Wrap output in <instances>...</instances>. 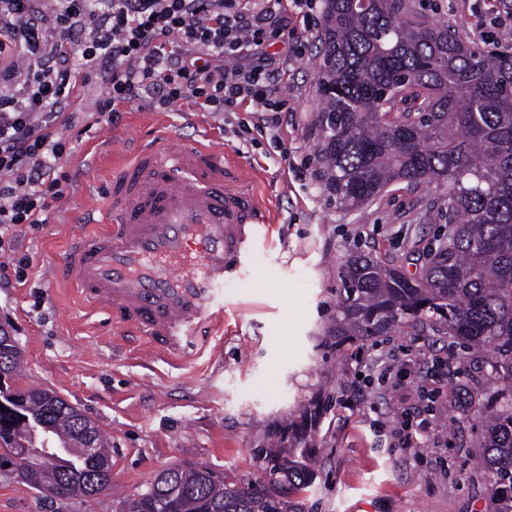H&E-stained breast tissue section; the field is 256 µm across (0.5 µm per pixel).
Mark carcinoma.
Listing matches in <instances>:
<instances>
[{
    "label": "carcinoma",
    "mask_w": 512,
    "mask_h": 512,
    "mask_svg": "<svg viewBox=\"0 0 512 512\" xmlns=\"http://www.w3.org/2000/svg\"><path fill=\"white\" fill-rule=\"evenodd\" d=\"M320 152L328 186L358 206L397 181L445 187L446 245L427 253L413 274L365 254L341 268L344 297L336 338L383 336L406 321L439 322L468 353H482L505 380L485 417L482 467L495 512H512V55L488 54L442 24L405 11L404 0H324L320 37ZM423 90L427 117L404 128L384 108L395 84ZM22 349L9 347L3 375L12 381ZM18 414L0 413V466L19 448L52 457L21 479L48 494L112 488L111 461L99 427L48 388L14 386ZM95 448L86 455L85 434ZM278 463L268 486L239 484L194 464H176L127 501L128 512H302L293 495L310 481L307 464L280 446L262 450Z\"/></svg>",
    "instance_id": "1"
}]
</instances>
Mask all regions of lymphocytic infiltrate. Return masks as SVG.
<instances>
[{
    "mask_svg": "<svg viewBox=\"0 0 512 512\" xmlns=\"http://www.w3.org/2000/svg\"><path fill=\"white\" fill-rule=\"evenodd\" d=\"M312 0H0V240L42 224L71 183L72 114L92 81L105 121L144 102L279 111L266 65L225 67Z\"/></svg>",
    "mask_w": 512,
    "mask_h": 512,
    "instance_id": "obj_1",
    "label": "lymphocytic infiltrate"
}]
</instances>
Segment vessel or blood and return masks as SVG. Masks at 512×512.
Here are the masks:
<instances>
[{
	"label": "vessel or blood",
	"instance_id": "vessel-or-blood-1",
	"mask_svg": "<svg viewBox=\"0 0 512 512\" xmlns=\"http://www.w3.org/2000/svg\"><path fill=\"white\" fill-rule=\"evenodd\" d=\"M223 150L157 136L112 177L100 224L75 234L45 269L111 310L154 348L185 355L224 326L219 298L240 277L266 203Z\"/></svg>",
	"mask_w": 512,
	"mask_h": 512
}]
</instances>
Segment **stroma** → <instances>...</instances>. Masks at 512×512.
I'll return each mask as SVG.
<instances>
[{
	"instance_id": "obj_1",
	"label": "stroma",
	"mask_w": 512,
	"mask_h": 512,
	"mask_svg": "<svg viewBox=\"0 0 512 512\" xmlns=\"http://www.w3.org/2000/svg\"><path fill=\"white\" fill-rule=\"evenodd\" d=\"M322 15L318 6L310 20L292 18L266 43L286 102L271 127L246 101L221 115L134 103L116 123L97 124L87 108L103 87L89 86L78 115L89 130L67 164L72 186L46 223L0 243L1 262L25 265L0 277V318L24 350L19 386L52 388L106 435L112 488L51 499L0 468V512H125L128 497L176 462L248 483L259 476L258 449L278 438L315 472L296 496L304 512H493L478 466L477 405L493 386L482 359L418 324L370 340L333 334L345 261L362 253L415 272L406 254L431 241L445 202L434 183L396 182L355 207L330 192L319 153ZM422 16L475 41L474 0H430ZM163 131L183 143L207 135L251 173L275 217L241 282L224 287L223 334L179 361L44 277L80 231L77 215L104 202L113 172ZM406 422L424 423L422 447L407 446Z\"/></svg>"
}]
</instances>
